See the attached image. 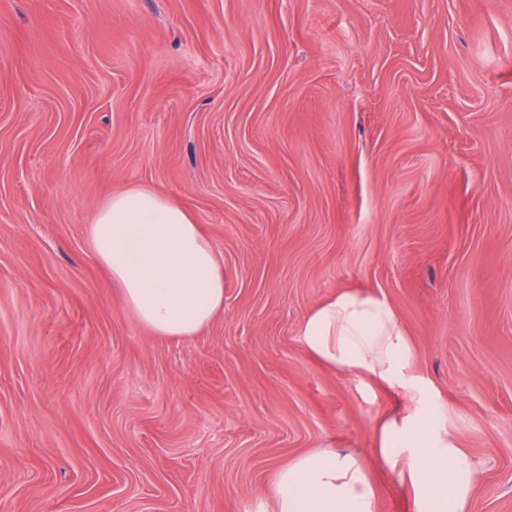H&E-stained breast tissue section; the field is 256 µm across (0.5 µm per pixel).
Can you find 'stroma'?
Wrapping results in <instances>:
<instances>
[{
    "mask_svg": "<svg viewBox=\"0 0 512 512\" xmlns=\"http://www.w3.org/2000/svg\"><path fill=\"white\" fill-rule=\"evenodd\" d=\"M192 212L224 265L149 333L91 250L112 194ZM387 296L414 383L512 512V0H0V512H270L274 470L377 466L400 392L302 349Z\"/></svg>",
    "mask_w": 512,
    "mask_h": 512,
    "instance_id": "35a3bbf8",
    "label": "stroma"
}]
</instances>
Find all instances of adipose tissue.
Returning <instances> with one entry per match:
<instances>
[{"instance_id":"adipose-tissue-1","label":"adipose tissue","mask_w":512,"mask_h":512,"mask_svg":"<svg viewBox=\"0 0 512 512\" xmlns=\"http://www.w3.org/2000/svg\"><path fill=\"white\" fill-rule=\"evenodd\" d=\"M98 260L127 309L153 335L187 338L224 309L222 261L185 207L148 189L114 194L88 228ZM306 354L381 387L400 384L411 340L382 293L343 288L302 319ZM411 410L381 414L374 425L379 463L409 490L413 512H470L483 464L445 423V408L412 398ZM274 512H377L369 468L335 448L305 452L278 467Z\"/></svg>"}]
</instances>
